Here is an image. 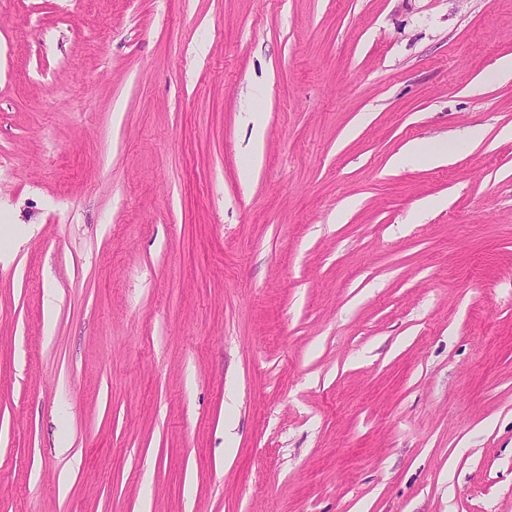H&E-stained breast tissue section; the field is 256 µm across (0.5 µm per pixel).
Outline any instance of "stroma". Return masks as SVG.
I'll list each match as a JSON object with an SVG mask.
<instances>
[{
    "label": "stroma",
    "mask_w": 512,
    "mask_h": 512,
    "mask_svg": "<svg viewBox=\"0 0 512 512\" xmlns=\"http://www.w3.org/2000/svg\"><path fill=\"white\" fill-rule=\"evenodd\" d=\"M508 56L512 0H0V512H512ZM453 147L454 144L449 142L439 143L435 146L415 145L408 150L402 159H399V162L419 159L429 165L438 164L451 157Z\"/></svg>",
    "instance_id": "1"
}]
</instances>
